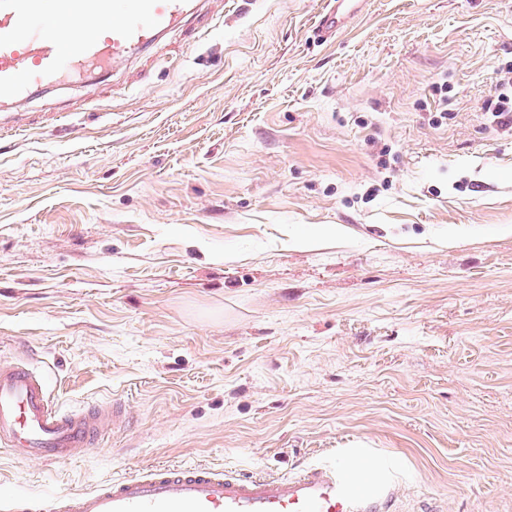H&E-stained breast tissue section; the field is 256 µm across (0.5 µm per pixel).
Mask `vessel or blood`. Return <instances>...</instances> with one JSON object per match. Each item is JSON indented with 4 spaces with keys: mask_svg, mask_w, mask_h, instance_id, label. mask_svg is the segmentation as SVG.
Returning a JSON list of instances; mask_svg holds the SVG:
<instances>
[{
    "mask_svg": "<svg viewBox=\"0 0 512 512\" xmlns=\"http://www.w3.org/2000/svg\"><path fill=\"white\" fill-rule=\"evenodd\" d=\"M367 0H326L320 40L344 31ZM199 15L196 0H0V104L106 73ZM121 398L77 411L57 407L47 376L24 360H0V447L22 459L65 462L97 447L104 427H123ZM359 470L309 464L287 477L204 466H154L33 500L1 493L5 512H400L392 481L372 493Z\"/></svg>",
    "mask_w": 512,
    "mask_h": 512,
    "instance_id": "vessel-or-blood-1",
    "label": "vessel or blood"
}]
</instances>
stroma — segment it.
I'll list each match as a JSON object with an SVG mask.
<instances>
[{"label": "stroma", "instance_id": "35a3bbf8", "mask_svg": "<svg viewBox=\"0 0 512 512\" xmlns=\"http://www.w3.org/2000/svg\"><path fill=\"white\" fill-rule=\"evenodd\" d=\"M203 0L102 83L15 105L0 146V359L132 427L45 497L157 464L292 474L342 449L404 512H512V0ZM366 4L367 0H326L315 22L316 37L326 41L341 33L364 12ZM512 97L507 94L500 93L497 96L492 112V123L503 132L512 133Z\"/></svg>", "mask_w": 512, "mask_h": 512}]
</instances>
